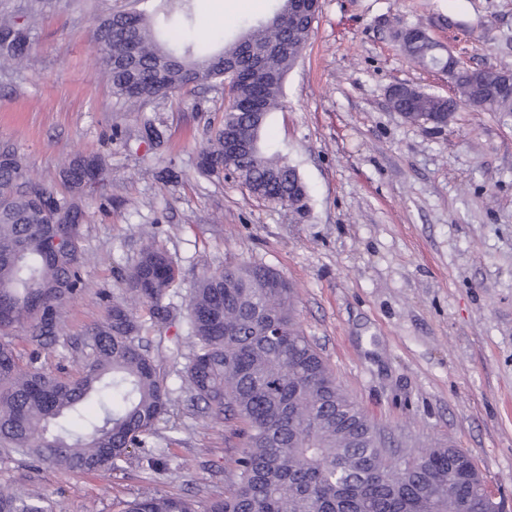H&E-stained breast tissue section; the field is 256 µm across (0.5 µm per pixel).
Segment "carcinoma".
Instances as JSON below:
<instances>
[{"mask_svg": "<svg viewBox=\"0 0 512 512\" xmlns=\"http://www.w3.org/2000/svg\"><path fill=\"white\" fill-rule=\"evenodd\" d=\"M180 15V29L155 33L148 14L116 11L93 35L119 103L145 104L190 86L220 81L231 104L200 152L199 169H229L256 197L303 216L309 193L296 166L264 148L270 113L282 107L283 82L311 35L305 0H280L266 21L218 51L185 43L195 0H160ZM42 0L0 11V67L21 64L34 43ZM425 68L448 66L426 39L399 43ZM454 96L410 86L389 98L405 120L447 126L457 106L512 116V90L489 74L482 82L450 72ZM102 156L76 157L61 170L67 195L32 178L11 150L0 162V450L67 473L88 474L140 448L170 412L171 390L143 333L163 343L172 325L166 299L179 280L175 263L146 244L124 276L129 298L114 299L86 346L84 370L58 378L25 362L10 338L46 348L59 333L69 300L82 288L87 184L105 180ZM148 311L137 316L129 300ZM296 293L274 269L242 262L203 275L190 292L191 346L184 381L190 401L244 425L238 483L207 512H501L481 487L470 455L444 446L398 456L362 407L342 388L295 318ZM0 512H51L45 497L0 488ZM124 512H196L187 499L146 496Z\"/></svg>", "mask_w": 512, "mask_h": 512, "instance_id": "cac0c4a2", "label": "carcinoma"}]
</instances>
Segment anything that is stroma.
Listing matches in <instances>:
<instances>
[{
    "mask_svg": "<svg viewBox=\"0 0 512 512\" xmlns=\"http://www.w3.org/2000/svg\"><path fill=\"white\" fill-rule=\"evenodd\" d=\"M279 0H196V40L237 39ZM146 11L155 0H53L24 66L0 71V145L63 191L78 156H105L83 227L85 287L37 367L81 372V348L135 260L143 228L180 270L166 302L169 338L186 342L190 287L205 272L251 260L297 294L296 320L337 381L397 453L450 443L467 451L489 493L512 512V117L455 112L432 129L393 112L387 90L408 83L448 96L446 74L408 61L391 37L421 25L471 65L512 71V0H320L308 44L284 84L263 141L296 166L305 217L256 198L238 181L198 170L224 120L213 82L118 109L102 77L93 18ZM154 125L159 145L143 137ZM171 413L145 447L116 466L75 476L18 455L0 457V486L47 495L53 512H124L146 495H228L244 439L236 421L192 402L187 361L158 353ZM168 457L151 470L147 451Z\"/></svg>",
    "mask_w": 512,
    "mask_h": 512,
    "instance_id": "1",
    "label": "stroma"
}]
</instances>
